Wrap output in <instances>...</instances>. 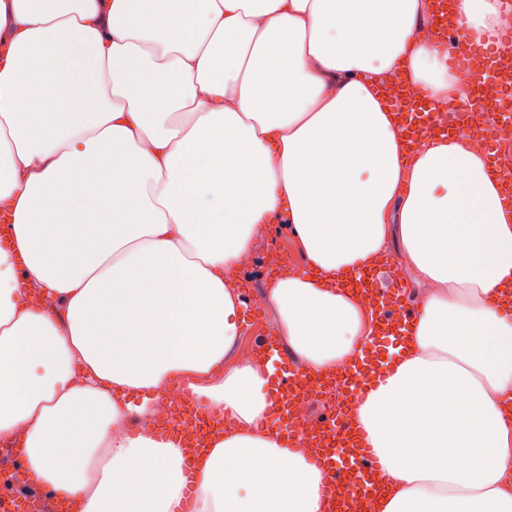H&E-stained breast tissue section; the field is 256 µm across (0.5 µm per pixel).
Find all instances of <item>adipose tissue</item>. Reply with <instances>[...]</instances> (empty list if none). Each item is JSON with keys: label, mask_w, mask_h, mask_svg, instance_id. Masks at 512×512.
I'll return each instance as SVG.
<instances>
[{"label": "adipose tissue", "mask_w": 512, "mask_h": 512, "mask_svg": "<svg viewBox=\"0 0 512 512\" xmlns=\"http://www.w3.org/2000/svg\"><path fill=\"white\" fill-rule=\"evenodd\" d=\"M193 2L167 36L152 0H0V440L79 512H180L188 487L194 512H326L311 453L262 425L270 364L233 356L238 272L282 224L305 267L265 301L306 371L373 340L343 281L392 250L415 276V319L352 413L380 512H512V187L479 134L406 144L386 92L403 76L459 103L430 0ZM503 24L499 0H456L460 39ZM180 374L236 425L190 474L158 426L122 428Z\"/></svg>", "instance_id": "adipose-tissue-1"}]
</instances>
